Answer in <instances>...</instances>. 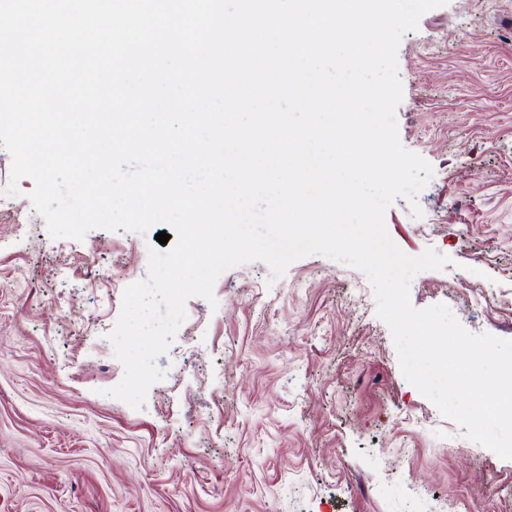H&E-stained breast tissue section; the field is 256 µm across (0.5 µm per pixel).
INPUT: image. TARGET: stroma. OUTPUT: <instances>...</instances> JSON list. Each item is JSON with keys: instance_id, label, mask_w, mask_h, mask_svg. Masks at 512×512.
<instances>
[{"instance_id": "stroma-1", "label": "stroma", "mask_w": 512, "mask_h": 512, "mask_svg": "<svg viewBox=\"0 0 512 512\" xmlns=\"http://www.w3.org/2000/svg\"><path fill=\"white\" fill-rule=\"evenodd\" d=\"M401 144L432 167L385 213L450 257L411 303L512 340V0H449L400 42ZM0 146V512H512V460L403 376L366 275L321 255L230 269L189 298L136 410L108 339L146 233L51 238Z\"/></svg>"}]
</instances>
